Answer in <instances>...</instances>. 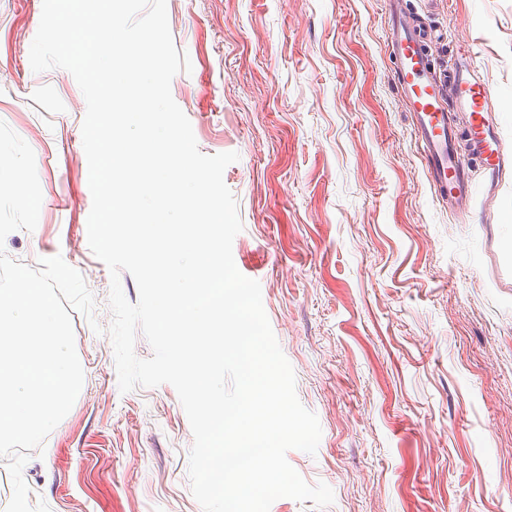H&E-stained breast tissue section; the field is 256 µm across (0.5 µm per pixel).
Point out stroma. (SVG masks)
Segmentation results:
<instances>
[{"label": "stroma", "mask_w": 512, "mask_h": 512, "mask_svg": "<svg viewBox=\"0 0 512 512\" xmlns=\"http://www.w3.org/2000/svg\"><path fill=\"white\" fill-rule=\"evenodd\" d=\"M387 0H167L191 72L171 82L199 150L224 171L239 272L262 303L322 435L287 460L326 507L270 512H512V166L494 199L438 197L387 48ZM450 66L473 43L512 145V0H409ZM42 0H0V121L33 149V231L0 245L29 267L61 255L95 301L72 311L82 389L30 453V503L50 512H203L193 434L173 386L121 393L110 273L91 252L85 98L33 72Z\"/></svg>", "instance_id": "35a3bbf8"}]
</instances>
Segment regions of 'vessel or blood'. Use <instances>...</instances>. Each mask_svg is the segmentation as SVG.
<instances>
[{"mask_svg":"<svg viewBox=\"0 0 512 512\" xmlns=\"http://www.w3.org/2000/svg\"><path fill=\"white\" fill-rule=\"evenodd\" d=\"M387 4L395 79L413 118L434 189L459 206L471 200L478 185L494 195L502 181L506 148L492 104L494 91L480 72L471 44H459L454 67L443 79H436L425 53L434 30L413 20L404 0H387ZM452 110L466 116L461 153L454 147L459 135L448 121Z\"/></svg>","mask_w":512,"mask_h":512,"instance_id":"obj_1","label":"vessel or blood"}]
</instances>
